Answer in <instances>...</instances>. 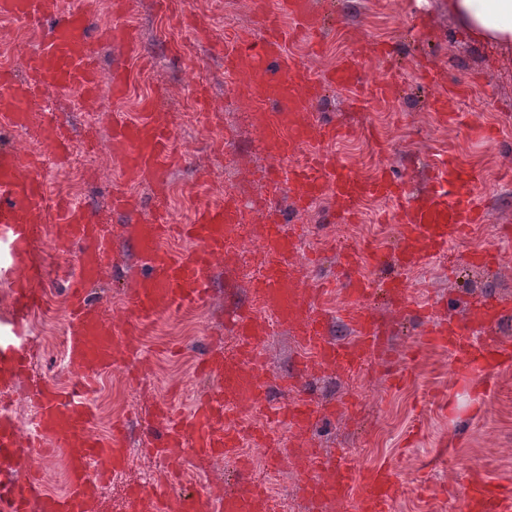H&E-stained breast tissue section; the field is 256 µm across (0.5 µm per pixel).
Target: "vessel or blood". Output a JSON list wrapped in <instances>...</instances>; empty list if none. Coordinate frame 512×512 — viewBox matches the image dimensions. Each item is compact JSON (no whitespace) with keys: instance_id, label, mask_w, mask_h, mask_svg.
<instances>
[{"instance_id":"1","label":"vessel or blood","mask_w":512,"mask_h":512,"mask_svg":"<svg viewBox=\"0 0 512 512\" xmlns=\"http://www.w3.org/2000/svg\"><path fill=\"white\" fill-rule=\"evenodd\" d=\"M255 23L264 35L252 40L240 35L237 50L224 52L225 71L236 74L239 88L253 102L264 119L263 134L275 161L265 184V200L276 205L282 183H289L300 204L332 195L338 219L360 211L364 198L398 199L400 185L395 178L379 174L363 179L319 151V144L336 139L339 130L329 122H315L312 102L326 85L364 88L371 97L389 93L386 84L365 85L352 57H344L327 78L317 77L303 60L288 55L286 46L296 35L318 39L324 20L313 0H252ZM0 16L52 26L37 52L25 58V75L17 77L0 69V126L36 128L40 139L59 156H68L71 141L59 123L43 119L40 95L66 88L78 89L84 100L96 102L101 75L92 34L90 10L64 9L61 0H0ZM293 28H286L284 19ZM110 147L121 163L125 181L147 179L157 194H164L172 166L183 161L169 127L144 102L135 120H116ZM41 159L12 147L0 148V245L5 248V267L0 273L12 279V302L7 316L11 336L0 341V391L10 390L29 367L32 314L43 301L39 283L44 266L38 251L40 218L48 194L40 174ZM479 181L476 170L465 169L454 158L444 159L428 187L412 193L400 229L401 247L396 257L403 267L419 265L431 253L447 248L473 224L487 222L486 213L473 206V191ZM54 246L62 253L75 252L76 273L67 280L68 321L66 326L67 366L74 378L69 391L50 385L36 388L32 400L37 415L23 426L11 406L0 404V512H89L94 489L120 467L127 455L126 423L116 420L111 433L100 435L92 428V416L83 401L84 388L101 373L116 365L126 352V337L141 333L144 322L159 311L175 310L204 301L206 285L216 260L223 256L226 239L243 216L242 205L233 198L200 204L191 223H169L164 210L150 218L124 225L123 236L141 261L125 295L128 317L114 324L90 298L108 260V245L95 214L66 199H57ZM179 236L190 241L189 250L174 252L163 241ZM300 234H285L276 217H269L264 245L273 255L265 277L257 286L268 312L277 322L292 327L312 353V362L322 366L353 367L366 352L381 343V333L366 300L373 283L360 270L364 250L343 255L348 308L346 318L358 342L348 347L329 338L325 316L314 296L303 291L291 266ZM498 299L473 300L465 320L445 321L426 333L428 344L447 349L456 366L453 388L489 381L494 373L512 363V345L493 335L502 318ZM476 322L490 332L483 343L474 344L469 323ZM238 338L240 363L225 361L223 354L207 353L198 361L202 373L222 379L217 393L201 395L187 422H180L166 405H157L145 419L142 433L160 456L173 460L166 490L129 492L125 512H208L218 504L220 512H267L268 497L255 484L234 489L214 488L208 493H179V463L191 457L199 461L215 458L235 460L240 474L250 466L240 458V431L225 416V401L265 403L271 386L259 353L265 325L253 307H242L233 318ZM316 418L309 400L294 403L288 420L298 430L308 428ZM60 452L66 463L64 493H37L36 478L19 479L44 447ZM312 457L313 472L302 485L304 497L345 503L349 512H390L397 492L398 474L391 468H377L362 474L337 465L334 459L318 460V451L306 449ZM467 512H512V487L488 484L471 476L465 491Z\"/></svg>"}]
</instances>
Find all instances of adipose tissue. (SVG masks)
Masks as SVG:
<instances>
[{
  "mask_svg": "<svg viewBox=\"0 0 512 512\" xmlns=\"http://www.w3.org/2000/svg\"><path fill=\"white\" fill-rule=\"evenodd\" d=\"M448 11L474 39L512 45V0H445Z\"/></svg>",
  "mask_w": 512,
  "mask_h": 512,
  "instance_id": "ef3b65f1",
  "label": "adipose tissue"
}]
</instances>
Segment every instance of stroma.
Listing matches in <instances>:
<instances>
[{"label":"stroma","mask_w":512,"mask_h":512,"mask_svg":"<svg viewBox=\"0 0 512 512\" xmlns=\"http://www.w3.org/2000/svg\"><path fill=\"white\" fill-rule=\"evenodd\" d=\"M113 2L94 0L96 13L108 15L110 24L127 26L141 48L127 61L134 74L128 94L116 100L102 90L88 110L74 91L41 97L45 118L68 128L73 152L85 159L70 189L62 193L55 186L68 172L69 161L60 160L53 149H40L34 130L1 132L0 144L39 152L49 198L66 195L96 214L112 255L90 294L94 302L107 306L109 319L119 321L125 314L127 272L134 254L120 235V218L112 214V192L120 181V166L109 146L113 119H134L143 100H155L186 161L171 170L166 197H158L148 180L128 184L127 190L139 200L142 213L163 207L174 224L190 223L198 203L225 193L254 206L261 195L260 177L273 159L259 147L260 131L249 117V105L228 81L214 51L224 41L228 14L239 31L261 38L250 0H173L165 13L155 0H127L120 13L114 12ZM315 2L326 18L323 51L312 53L309 40L301 37L288 45L289 53L305 60L320 77L338 57L349 55L368 81L392 75L398 80L393 96L362 107L352 89L327 88L310 111L320 120L344 126L346 132L322 144V151L360 177L369 179L383 170L412 189L424 186L433 162L458 157L481 173L474 201L489 220L450 243L446 254L429 257L422 265H364L375 287L372 306L383 346L368 353L357 370L314 367L297 377L299 337L289 327L270 326L261 355L272 377L289 381L287 387L274 389L271 405L286 407L306 398L319 411L308 430L293 432L285 421L275 429L279 446L269 462L279 473L282 512H344L337 503L312 507L300 493L307 467L299 455L303 448L319 449L322 457L364 471L394 465L400 492L393 512H466L463 488L471 473L496 484L512 481V366L496 373L488 394L470 390L448 395L450 355L422 342L426 323L421 312L437 305L461 319L469 300L494 296L506 302L498 331L512 340V47L468 36L443 0ZM200 84L211 96L207 112L197 103ZM478 103L483 106L479 112L474 109ZM333 206L328 195L315 205L295 206L286 187L277 203L284 232H294L299 225L307 228L302 251L293 259L301 288L312 292L333 284L323 311L331 337L349 345L355 336L342 318L346 299L337 285L340 253L355 240L389 252L397 241L403 209L368 200L354 222L333 223ZM54 232V223H45L41 287L46 301L33 318L36 333L50 322L66 324V283L59 272L72 267L75 258L54 250ZM486 232L496 237L490 248L493 260L485 267L469 266L466 259ZM261 260L257 253L247 260L217 262L208 299L196 309L192 335L175 334L178 314L169 311L156 314L142 335L130 337L129 352L108 373L125 395L118 412L129 423L128 463L112 473V486L125 491L148 475L162 480L168 462L148 451L139 421L159 402L188 415L197 395L216 387V380L197 375V359L212 349L227 356L236 352L231 315L236 303L253 301ZM390 278L402 282L408 292L424 288L426 300L414 299L408 308H400L384 286ZM71 379L65 365L43 353L16 381L12 405L21 408L36 383L64 386ZM414 424L423 432L410 446L405 434Z\"/></svg>","instance_id":"35a3bbf8"}]
</instances>
